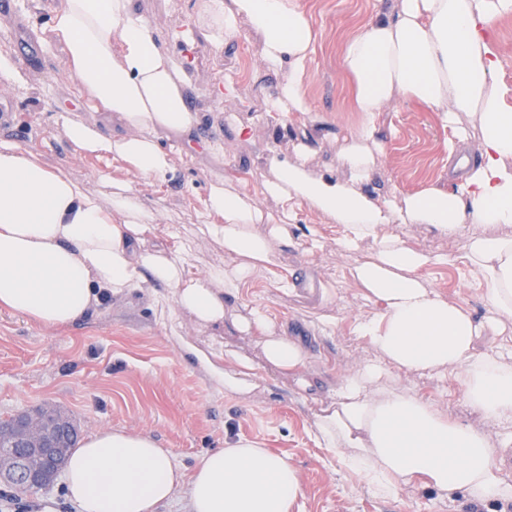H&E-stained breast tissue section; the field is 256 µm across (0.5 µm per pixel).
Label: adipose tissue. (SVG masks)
<instances>
[{
	"label": "adipose tissue",
	"mask_w": 512,
	"mask_h": 512,
	"mask_svg": "<svg viewBox=\"0 0 512 512\" xmlns=\"http://www.w3.org/2000/svg\"><path fill=\"white\" fill-rule=\"evenodd\" d=\"M510 15L512 0H376L341 57L349 106L361 116L343 133L339 161L347 179L313 172L303 143L293 160L270 156L259 193L239 187L235 174L211 183L197 234L221 247L227 262L199 277L191 272V241L153 242L155 213L133 180L165 181L173 158L160 147V133L174 136L186 159L200 146L223 153V143L202 137L179 67L134 0H57L46 40L61 48L65 78L83 104L109 113L119 126L108 134L65 113V135L77 152L111 157L125 176L95 194L49 167L37 150L0 141V312L67 327L102 299L147 285L198 322L223 326L225 295L273 265L288 221L309 206L339 226L343 250L376 240L374 254L356 262L351 277L380 307L353 323L377 358L346 375L335 408L318 415L319 444L343 450L347 467L382 497L418 485L462 492L478 505L512 499L498 465L512 454V438L492 439L390 382L395 369L459 371L473 410L512 423V354L474 350L484 332L501 334L512 323V107L500 90L499 48L486 35L496 19ZM245 24L261 37L265 70L288 73L266 101L267 117L310 118L303 73L318 34L302 0H204L200 16L172 40L191 48L202 35L220 49ZM398 99L435 112L451 131L448 183L380 201L371 192L382 152L376 120ZM472 129L480 162L470 167L463 158ZM262 195L280 204V216L261 207ZM395 222L428 224L448 238L466 234L461 260L484 288V319L432 286L423 271L433 256L400 236H380L383 225ZM233 325L261 336L263 356L277 369L293 374L304 366L302 348L264 313ZM196 357L217 386L249 390L245 358L227 371L219 353ZM63 480L80 512H155L181 494L191 512H293L301 493L287 456L259 443L237 440L188 472L172 449L121 429L99 431L74 448Z\"/></svg>",
	"instance_id": "adipose-tissue-1"
}]
</instances>
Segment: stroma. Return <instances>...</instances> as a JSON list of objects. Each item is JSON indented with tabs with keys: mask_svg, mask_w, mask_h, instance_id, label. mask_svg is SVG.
Listing matches in <instances>:
<instances>
[{
	"mask_svg": "<svg viewBox=\"0 0 512 512\" xmlns=\"http://www.w3.org/2000/svg\"><path fill=\"white\" fill-rule=\"evenodd\" d=\"M172 55L174 31L184 28L201 0H135ZM319 34L306 62L303 83L314 120L302 125L290 114L281 124L265 115L267 97L278 78L259 79L262 46L245 34L224 49L199 38L192 61L181 68L192 107L201 118L204 138L224 144L222 154L201 150L192 163L175 162L165 182L135 179L144 202L156 215V241L190 234L201 221L202 201L212 182L246 171L248 188L268 174V155L293 159L299 140L312 149L314 172L337 179L346 171L337 162L343 128L357 125L358 113L348 107V81L341 67V48L373 12L375 0H303ZM28 34L41 51L32 64H19L23 81H0V141L38 150L44 160L85 182L90 191L104 189L103 177L116 174L111 158L87 156L68 142L57 116L92 122L111 131L105 115L84 106L63 80V55L42 41L49 20L48 0H19ZM228 74L238 84L237 97L220 100L213 92L217 76ZM251 135L237 138V125ZM448 132L433 112L401 101L388 103L378 118L382 144L374 195L385 199L424 189L447 179ZM383 234L401 235L406 243L436 256L424 270L432 285L449 300L483 319L487 305L476 273L460 256L467 239L439 236L425 224H389ZM337 225L300 210L287 240L279 243L276 263L257 275L238 294L224 298L225 324H199L174 300L156 304L149 290L103 301L81 321L65 329H46L6 312L0 313V418L22 409L50 406L69 416L86 437L99 430L121 428L152 436L172 449L177 463L192 469L202 455L237 438L255 440L285 454L298 470L302 492L294 512H512V500H490L481 506L465 494L448 496L429 489L403 487L377 496L360 475L350 471L342 452L324 448L315 438L317 415L336 402L342 378L374 361L369 342L352 330L356 318L376 313L349 277L356 261L374 253L368 239L353 252L338 244ZM308 271L320 295L315 304L296 300L291 290L301 271ZM258 310L296 340L306 352L294 374L266 364L261 339L237 331L232 321ZM224 350L247 357L255 367L249 393L218 388L208 373L191 362L188 349ZM396 386L447 411L452 417L485 429L491 435L512 433V424L495 425L473 411L459 381L442 374L396 371ZM14 512H79L63 481L36 494L15 495Z\"/></svg>",
	"mask_w": 512,
	"mask_h": 512,
	"instance_id": "1",
	"label": "stroma"
}]
</instances>
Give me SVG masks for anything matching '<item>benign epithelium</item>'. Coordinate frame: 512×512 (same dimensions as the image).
Returning <instances> with one entry per match:
<instances>
[{"mask_svg": "<svg viewBox=\"0 0 512 512\" xmlns=\"http://www.w3.org/2000/svg\"><path fill=\"white\" fill-rule=\"evenodd\" d=\"M29 413L13 415L11 447L13 453L0 460V483L26 493L31 486L43 487L59 477L62 469L57 462L72 436V425L61 417L55 425L39 434L27 428Z\"/></svg>", "mask_w": 512, "mask_h": 512, "instance_id": "1", "label": "benign epithelium"}]
</instances>
